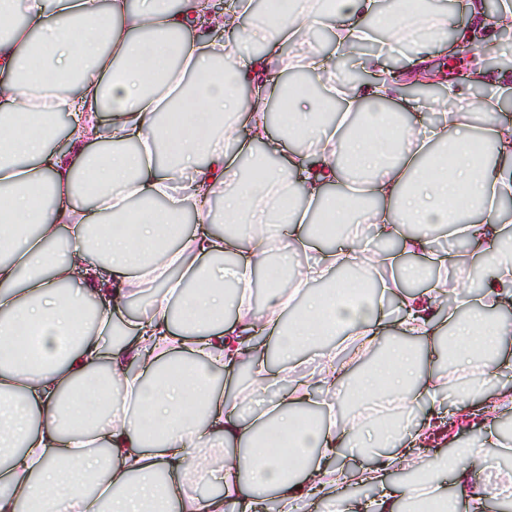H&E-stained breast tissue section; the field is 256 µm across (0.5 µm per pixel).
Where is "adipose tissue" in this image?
Segmentation results:
<instances>
[{
	"mask_svg": "<svg viewBox=\"0 0 512 512\" xmlns=\"http://www.w3.org/2000/svg\"><path fill=\"white\" fill-rule=\"evenodd\" d=\"M252 0H26L25 23L0 37V187L10 189L0 216V512H401L422 498L446 500V476L465 490L466 512H483L492 490L474 481L499 445L496 420L512 410V363L501 357L512 323L486 310L512 297V252L498 247L499 205L512 198V126L489 128L474 152L471 102L447 87L450 125L391 128L397 79L364 90L337 82L328 56L311 49L303 30L333 22L338 54L369 39L376 0H284L272 27L243 28ZM449 25L444 12L407 15L385 52L413 41L415 63ZM267 52L245 53L244 41ZM224 70H213L216 61ZM312 73L319 95L288 99L290 127L274 135L267 110L276 87L271 68ZM251 100L240 94L242 85ZM337 116L321 123L325 102ZM180 108L186 121L160 129L158 116ZM309 148L295 164L240 180L241 161L261 149L276 157L293 139ZM49 184L53 206L37 203ZM374 199L359 214L352 188ZM224 201L215 230L210 203ZM192 230L171 235L186 202ZM328 210L342 228L339 244L319 247L310 209ZM367 223L397 239L398 251L371 255L348 228ZM95 240H88L92 225ZM410 224L421 225L416 234ZM462 232L489 268L480 296L460 292L446 305L443 271L461 266L432 249L433 228ZM278 254L277 265L263 262ZM233 254L230 264L214 263ZM430 254L437 272L429 289L403 293L398 316L385 295L343 302L333 290L341 269L372 264L394 285L418 274L405 256ZM266 281L263 319L253 316L249 287ZM238 286L226 300L224 285ZM151 291L133 339H113L121 306ZM98 310L84 326L76 304ZM232 320H225V308ZM448 325L450 367L479 400L458 406L465 423L483 418L484 435L460 457L427 466V482L384 489L367 501L347 483L381 482L389 469L415 462L427 444L446 438L445 422L427 415L407 428L391 414L358 409L392 399L406 410L436 399L446 385L428 351ZM399 326L385 356L352 390L355 413L336 416L351 364L339 349L322 351L314 374L299 370L303 346L341 337L361 353ZM277 396L257 415L253 396ZM320 405L318 424L296 415ZM354 451L369 466L346 469ZM216 486L187 492L191 474Z\"/></svg>",
	"mask_w": 512,
	"mask_h": 512,
	"instance_id": "ef3b65f1",
	"label": "adipose tissue"
}]
</instances>
